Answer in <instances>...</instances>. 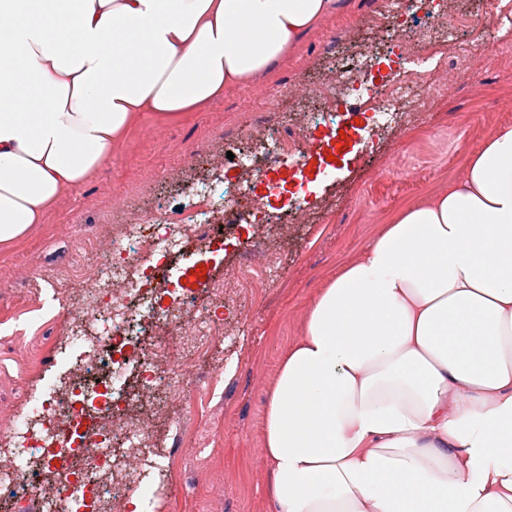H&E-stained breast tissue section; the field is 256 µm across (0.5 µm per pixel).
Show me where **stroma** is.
<instances>
[{
  "label": "stroma",
  "mask_w": 512,
  "mask_h": 512,
  "mask_svg": "<svg viewBox=\"0 0 512 512\" xmlns=\"http://www.w3.org/2000/svg\"><path fill=\"white\" fill-rule=\"evenodd\" d=\"M345 2L340 13L329 15L304 36L292 56L249 83L225 89L204 109L170 119L143 113L90 180L62 191L42 223L10 246L0 247V323L14 325L18 310L29 301L21 269L65 272L84 262L75 244L105 232L111 190L150 180L157 184V203L169 210L184 207L187 199L181 189L165 179L170 166L178 157L200 150L207 138L249 125L265 104L264 93H284L296 82L309 84L321 78L332 61L331 39L336 32H348L353 44L371 50L382 75L390 77L400 67L391 51L393 44L407 38L414 27L430 22L433 11L445 5L464 15L484 10V0ZM457 37L475 45L484 60L485 80L463 89L450 87L447 95L433 99L427 122L403 129L366 128L358 142L347 143L337 154L334 180L311 173L294 180L288 163L273 171V178L287 190L285 196L273 198V206H301L310 221L293 225L288 237L276 242L282 262L272 273L274 286L266 299L259 304L238 299L235 324L212 350L211 382L185 388L187 400H211L219 406L203 434L206 450H199V443H181L175 429L159 423L165 448L204 460L203 471L188 470L166 489L168 500L181 505L202 501L198 477L203 474L228 487L211 512H269L261 453L267 390L283 353L301 336L312 300L341 266L358 259L393 214L462 178L469 153L498 126L512 125V108L502 106L503 101H512V47L501 49L490 24L477 34L461 30ZM398 140L406 148L399 161L414 172L409 180L385 172ZM238 259L232 239L213 254L195 310L197 320L213 318L212 290L223 284ZM59 334V328H45L33 344L0 334V406L24 408L31 391H46L50 379L59 376L57 364L39 363Z\"/></svg>",
  "instance_id": "35a3bbf8"
}]
</instances>
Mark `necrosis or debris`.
<instances>
[{"label":"necrosis or debris","instance_id":"4bbe7bcc","mask_svg":"<svg viewBox=\"0 0 512 512\" xmlns=\"http://www.w3.org/2000/svg\"><path fill=\"white\" fill-rule=\"evenodd\" d=\"M483 26V18L461 17L453 32L423 31L402 42L404 67L379 84L361 81L372 62L369 51L340 57L321 84H301L294 99L316 100L332 110L337 102L357 98L377 120L405 123L453 79L456 63L446 47L454 43L455 30ZM267 108L266 136L257 152L260 170H270L282 156L305 165L314 151L312 113L289 115L276 97ZM192 196L182 212L159 206L120 209L121 221L111 232L80 242L88 261L72 279L95 301L96 314L80 309L63 324L67 386L45 398L31 397L24 415L0 407V482L13 483L15 501L25 512L34 504L50 512H127L155 453L151 424L164 414L148 407L147 399L162 384L170 401L180 402L187 380L200 377L211 341L221 338L222 318L212 320L208 335L197 329L195 289H182L177 305L163 306L171 284L166 260L173 248L205 242L215 230L238 233L267 203L247 183L219 195L204 184L193 187ZM239 246L241 261L216 294L217 302L244 293L258 303L273 284L263 243L247 238ZM142 267L151 269V277L134 278L133 270Z\"/></svg>","mask_w":512,"mask_h":512}]
</instances>
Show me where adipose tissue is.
I'll return each instance as SVG.
<instances>
[{
    "mask_svg": "<svg viewBox=\"0 0 512 512\" xmlns=\"http://www.w3.org/2000/svg\"><path fill=\"white\" fill-rule=\"evenodd\" d=\"M344 0H0V245L141 113L268 71ZM269 512H512V126L313 300L268 391Z\"/></svg>",
    "mask_w": 512,
    "mask_h": 512,
    "instance_id": "1",
    "label": "adipose tissue"
}]
</instances>
